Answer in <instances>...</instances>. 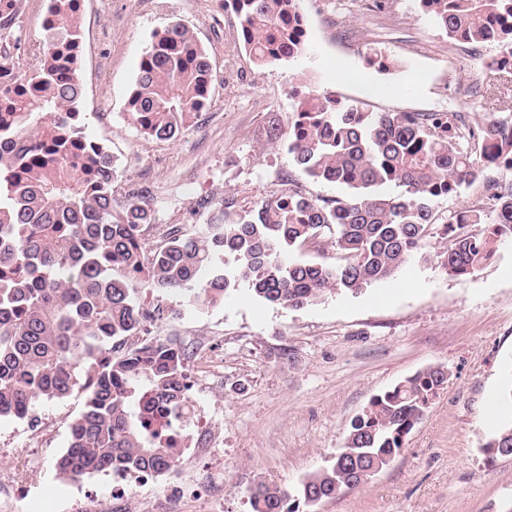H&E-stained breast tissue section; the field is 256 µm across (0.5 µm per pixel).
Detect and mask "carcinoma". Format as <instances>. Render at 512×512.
I'll return each instance as SVG.
<instances>
[{
	"mask_svg": "<svg viewBox=\"0 0 512 512\" xmlns=\"http://www.w3.org/2000/svg\"><path fill=\"white\" fill-rule=\"evenodd\" d=\"M457 41H483L499 27L512 50V0H418ZM239 41L258 66L305 51L298 0H229ZM58 26L30 58L1 54L18 85L0 87V417L24 418L45 399L67 396L86 378L83 411L55 463L62 481L94 473L163 474L174 469L190 412L186 349L150 338L116 356L115 345L154 316L136 289L180 291L190 304L246 288L261 301L300 308L338 291L358 293L392 277L436 225V203L476 183L489 206L457 211L463 226L443 253L450 275L475 273L494 245L512 233V118L488 113L475 130L450 132L444 112H365L315 89L295 100L286 128L272 125L268 143L286 142L295 171L344 186L346 198L288 193L246 207L234 196L210 211L201 232L178 229L150 247L154 224L147 191L125 188L114 208L117 163L83 133L80 0H49ZM214 80L210 57L193 32L174 22L153 34L127 98L138 130L175 139L206 108ZM395 184L403 192L381 188ZM471 224H483L478 231ZM318 244L320 259L297 256ZM448 383L442 366L420 371L373 398L346 437L348 456L307 475L295 488L260 480L248 490L251 512H295L365 483L387 467ZM512 455V419L483 444Z\"/></svg>",
	"mask_w": 512,
	"mask_h": 512,
	"instance_id": "obj_1",
	"label": "carcinoma"
}]
</instances>
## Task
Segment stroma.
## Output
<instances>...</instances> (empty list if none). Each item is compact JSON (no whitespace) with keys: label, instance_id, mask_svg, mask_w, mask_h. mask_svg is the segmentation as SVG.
Here are the masks:
<instances>
[{"label":"stroma","instance_id":"obj_1","mask_svg":"<svg viewBox=\"0 0 512 512\" xmlns=\"http://www.w3.org/2000/svg\"><path fill=\"white\" fill-rule=\"evenodd\" d=\"M45 0H21L11 29L21 54L43 36ZM307 49L263 67L237 39L236 19L210 0H85L84 133L117 159L122 185L145 187L157 231L205 224L200 200L253 203L288 190L293 166L267 128L287 124L297 95L317 87L369 112H444L485 122L491 100L512 89V72L489 68L498 46L464 59L417 0H299ZM187 25L212 62L208 109L172 141L141 134L127 94L152 36ZM392 61L368 66L370 49ZM442 226L394 277L357 294L338 292L304 308L260 301L247 291L213 304L137 290L171 314L151 336L176 339L196 418L191 448L163 475L128 484L108 473L79 483L57 479L55 458L86 392L39 402L25 419L0 420V512H163L174 487L179 512H251L247 490L263 480L294 487L329 465L351 421L378 394L432 366L446 387L408 435L400 455L361 487L322 502L318 512H512V456L488 458L483 445L506 416L512 382V238L494 262L448 274Z\"/></svg>","mask_w":512,"mask_h":512}]
</instances>
